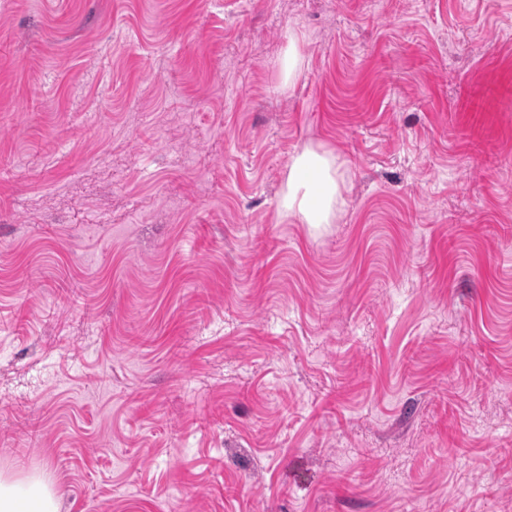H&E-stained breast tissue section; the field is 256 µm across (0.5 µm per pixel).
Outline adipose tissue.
Returning a JSON list of instances; mask_svg holds the SVG:
<instances>
[{"label":"adipose tissue","mask_w":512,"mask_h":512,"mask_svg":"<svg viewBox=\"0 0 512 512\" xmlns=\"http://www.w3.org/2000/svg\"><path fill=\"white\" fill-rule=\"evenodd\" d=\"M335 156L305 148L294 157L281 207L303 224H328L343 206ZM0 512H58L56 491L41 478L16 481L0 475Z\"/></svg>","instance_id":"adipose-tissue-1"}]
</instances>
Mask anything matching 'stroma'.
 I'll return each instance as SVG.
<instances>
[{
	"mask_svg": "<svg viewBox=\"0 0 512 512\" xmlns=\"http://www.w3.org/2000/svg\"><path fill=\"white\" fill-rule=\"evenodd\" d=\"M0 473L512 512V0H0ZM336 157L330 151L305 148L294 157L281 207L302 224H331L344 205Z\"/></svg>",
	"mask_w": 512,
	"mask_h": 512,
	"instance_id": "obj_1",
	"label": "stroma"
}]
</instances>
